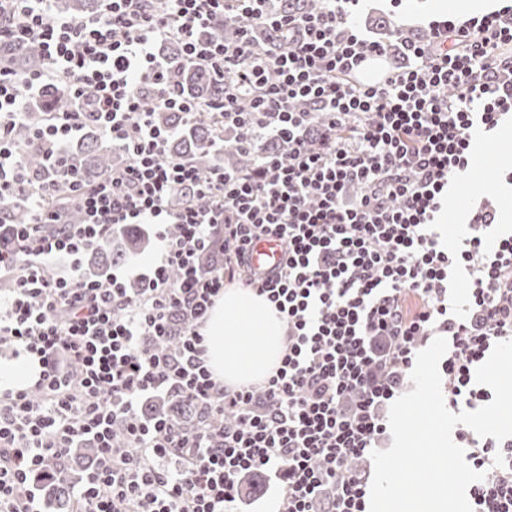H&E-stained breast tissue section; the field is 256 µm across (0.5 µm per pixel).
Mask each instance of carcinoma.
Segmentation results:
<instances>
[{
  "label": "carcinoma",
  "mask_w": 512,
  "mask_h": 512,
  "mask_svg": "<svg viewBox=\"0 0 512 512\" xmlns=\"http://www.w3.org/2000/svg\"><path fill=\"white\" fill-rule=\"evenodd\" d=\"M60 11L73 17L92 13L99 9L100 0H57ZM239 33V23L233 17H226L201 34L208 41H222L234 38ZM167 61L177 67V87L184 95L201 102L219 103L224 99V83L210 73L185 66L181 63L180 48L174 42L160 48ZM40 59L38 45L34 42L6 44L0 48V62L5 67L22 70ZM68 100L62 90L47 87L31 108L30 123L16 131V139L26 147L24 165L28 179L40 178L43 170L41 152L30 144L31 127L41 122L44 113L66 109ZM215 139V117L211 114L201 117L197 123L179 137L171 140L168 154L186 159L206 171L217 161L213 150ZM70 160L77 165L83 181L94 184L105 177L116 164L112 147L105 145L102 134L94 127L87 129L83 140L69 151ZM27 214L26 190L17 192L10 209V220L19 223ZM149 242L148 234L135 225L118 227L103 239L102 243L87 259V275L103 279L112 273V267L144 248ZM184 324L179 322L170 328V333L152 342V346L166 352L175 351L180 342ZM147 420L170 418L187 430L199 426L204 416L200 409L185 399L178 391L169 390L161 397L150 400L142 409ZM46 495L59 512H70L71 500L67 489L59 485L46 488Z\"/></svg>",
  "instance_id": "1"
}]
</instances>
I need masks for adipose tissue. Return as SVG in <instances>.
I'll return each instance as SVG.
<instances>
[{"mask_svg": "<svg viewBox=\"0 0 512 512\" xmlns=\"http://www.w3.org/2000/svg\"><path fill=\"white\" fill-rule=\"evenodd\" d=\"M503 0H419L424 21L464 20L502 7ZM206 363L215 378L229 386L258 382L278 367L285 326L273 305L250 288H228L216 299L202 328Z\"/></svg>", "mask_w": 512, "mask_h": 512, "instance_id": "1", "label": "adipose tissue"}]
</instances>
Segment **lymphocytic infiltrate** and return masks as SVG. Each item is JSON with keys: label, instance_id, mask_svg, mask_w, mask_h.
<instances>
[{"label": "lymphocytic infiltrate", "instance_id": "1", "mask_svg": "<svg viewBox=\"0 0 512 512\" xmlns=\"http://www.w3.org/2000/svg\"><path fill=\"white\" fill-rule=\"evenodd\" d=\"M163 2L102 0L71 18L55 0H0V44L35 41L43 58L23 75L0 69V214L29 188V218L9 225L13 247L0 253V345L40 362L30 385L0 386V512H42L46 483L65 486L76 512H237L254 471L278 479L277 512H367L368 479L352 463L386 433L382 410L430 337L448 340L453 410L492 400L474 373L512 339V232L499 204L471 208L452 243L438 220L454 186L478 176L475 130L497 134L512 112V6L430 23L416 39L395 23L383 42L354 24L360 0L286 13L267 0ZM229 13L239 39L202 41ZM260 30L282 34L278 53L259 46ZM171 40L223 81L217 147L253 153L252 166L205 173L168 155L178 131L155 114L190 125L207 109L177 93L157 55ZM392 53L404 63L385 82L355 81L367 57ZM50 84L71 107L33 127L44 169L31 185L14 132ZM90 124L126 158L91 186L64 155ZM268 141L287 154L265 152ZM62 191L81 222H61L51 202ZM176 195L187 199L177 209ZM123 224L178 232L161 235L140 288L86 280L79 257ZM263 238L281 245L278 270L251 265ZM63 256L70 271L53 276ZM238 278L274 305L286 347L262 383L231 388L207 367L200 328ZM178 314L188 325L176 354L143 345ZM166 389L206 412L194 433L142 418L143 400ZM456 437L485 474L469 489L472 512H512V437L464 425ZM84 442L97 457L75 481L66 462Z\"/></svg>", "mask_w": 512, "mask_h": 512}]
</instances>
